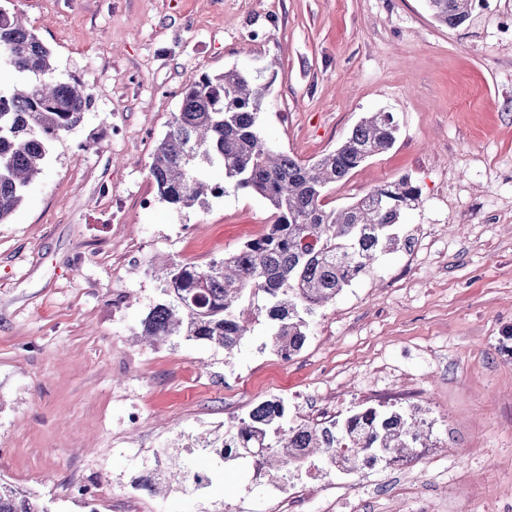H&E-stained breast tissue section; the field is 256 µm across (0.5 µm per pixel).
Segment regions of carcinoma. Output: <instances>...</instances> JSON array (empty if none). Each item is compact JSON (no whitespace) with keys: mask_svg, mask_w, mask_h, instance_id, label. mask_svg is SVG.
<instances>
[{"mask_svg":"<svg viewBox=\"0 0 512 512\" xmlns=\"http://www.w3.org/2000/svg\"><path fill=\"white\" fill-rule=\"evenodd\" d=\"M433 18L455 28L470 17L473 0H426ZM0 224L17 209L42 174L48 146L80 125L92 95L55 75L51 50L21 17L0 8ZM265 87L232 68L201 76L183 92L168 131L153 150L150 175L157 195L176 208L206 203L228 187L262 198L272 224L261 237L205 267L165 262L153 269L163 302L141 321L151 345L180 339L203 342L232 355L261 314L274 322V347L289 357L300 351L309 321L353 281L377 254L398 245L393 228L416 206L420 190L410 178L375 187L341 210L326 203L327 188L347 180L367 159L390 149L398 130L389 112L361 120L334 151L310 162L271 150L258 118ZM224 172L213 183L210 173ZM263 297L265 306L244 305ZM419 410L361 409L342 421L290 422L284 400L271 397L231 425L234 448H263L262 463L287 471L296 454L358 469L363 462L397 461L425 447ZM0 512H47L38 496L0 480Z\"/></svg>","mask_w":512,"mask_h":512,"instance_id":"cac0c4a2","label":"carcinoma"}]
</instances>
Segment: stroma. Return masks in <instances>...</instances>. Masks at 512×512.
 I'll return each mask as SVG.
<instances>
[{
  "label": "stroma",
  "instance_id": "stroma-1",
  "mask_svg": "<svg viewBox=\"0 0 512 512\" xmlns=\"http://www.w3.org/2000/svg\"><path fill=\"white\" fill-rule=\"evenodd\" d=\"M94 105L51 142L43 174L0 224V479L48 512H84L75 479L104 483L100 512L136 495L148 460L181 453L258 402L315 420L365 407L420 409L417 458L450 512H512V0H476L460 27L425 0H0ZM266 86L267 144L303 160L336 149L372 112L396 142L333 186L343 207L410 177L418 206L401 246L313 317L282 358L258 319L234 355L196 341L133 339L162 299L154 258L204 265L266 233L260 197L206 207L158 200L156 141L186 85L231 68ZM150 207H143L144 198ZM392 470L343 474L408 512ZM267 490L230 460L201 492L148 497L143 512H265Z\"/></svg>",
  "mask_w": 512,
  "mask_h": 512
}]
</instances>
